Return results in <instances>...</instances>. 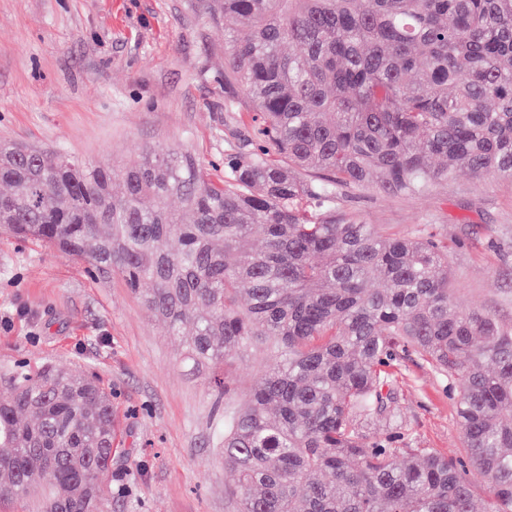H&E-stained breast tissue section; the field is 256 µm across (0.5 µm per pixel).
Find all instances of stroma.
Segmentation results:
<instances>
[{
	"label": "stroma",
	"instance_id": "1",
	"mask_svg": "<svg viewBox=\"0 0 512 512\" xmlns=\"http://www.w3.org/2000/svg\"><path fill=\"white\" fill-rule=\"evenodd\" d=\"M225 95L224 31L204 0H0V141L101 166L168 146L218 178L225 153L252 135L253 100L233 92L228 112ZM339 209L387 234L447 242L463 307L512 323V182L462 169L415 198L370 185ZM23 363L92 375L111 391V512H238L210 384L221 375L249 393L268 364L261 348L193 367L122 275L0 233V395ZM392 372L412 447L466 460L454 383L412 355Z\"/></svg>",
	"mask_w": 512,
	"mask_h": 512
}]
</instances>
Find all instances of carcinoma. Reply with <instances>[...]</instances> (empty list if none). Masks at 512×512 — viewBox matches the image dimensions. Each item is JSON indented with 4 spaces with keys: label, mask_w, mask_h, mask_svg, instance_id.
<instances>
[{
    "label": "carcinoma",
    "mask_w": 512,
    "mask_h": 512,
    "mask_svg": "<svg viewBox=\"0 0 512 512\" xmlns=\"http://www.w3.org/2000/svg\"><path fill=\"white\" fill-rule=\"evenodd\" d=\"M207 10L236 21L224 85L255 103L253 143L224 156V177L172 148L115 168L0 143V228L117 271L136 293L150 285L146 306L194 366L265 346L270 364L241 407L224 379L212 386L241 512H512V326L460 307L434 236L383 234L338 209L372 179L414 197L459 164L512 181V0ZM408 352L457 383L480 503L463 464L430 448L397 459L400 408L384 388ZM114 437L95 380L13 372L0 498L108 512Z\"/></svg>",
    "instance_id": "carcinoma-1"
}]
</instances>
